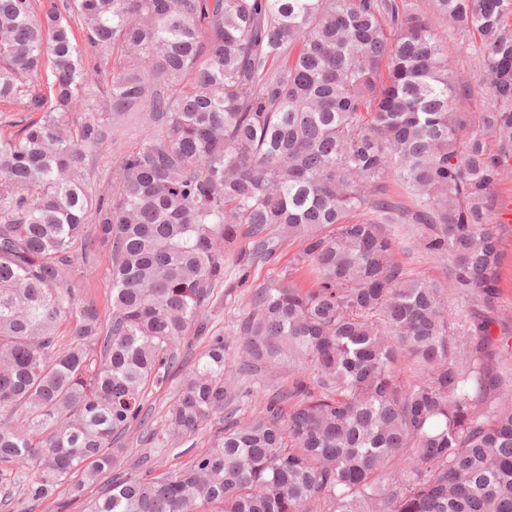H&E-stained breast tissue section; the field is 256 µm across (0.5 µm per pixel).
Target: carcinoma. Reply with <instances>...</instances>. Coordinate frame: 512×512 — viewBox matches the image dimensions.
I'll use <instances>...</instances> for the list:
<instances>
[{"instance_id":"1","label":"carcinoma","mask_w":512,"mask_h":512,"mask_svg":"<svg viewBox=\"0 0 512 512\" xmlns=\"http://www.w3.org/2000/svg\"><path fill=\"white\" fill-rule=\"evenodd\" d=\"M434 2L0 0V103L23 113L0 131V463L28 467L22 501L77 472L79 499L108 471L85 512H512L494 195L512 172V0ZM439 19L483 46L480 112L457 110ZM86 55L112 111L150 122L110 196L86 163L100 119L71 118ZM286 238L313 288L258 289L235 352L209 336L166 409L160 447L216 420L210 446L112 472L144 390L208 330L225 255ZM78 242L112 257L106 320L75 302ZM402 243L448 283L409 278ZM286 370L288 392L224 414L237 375Z\"/></svg>"}]
</instances>
